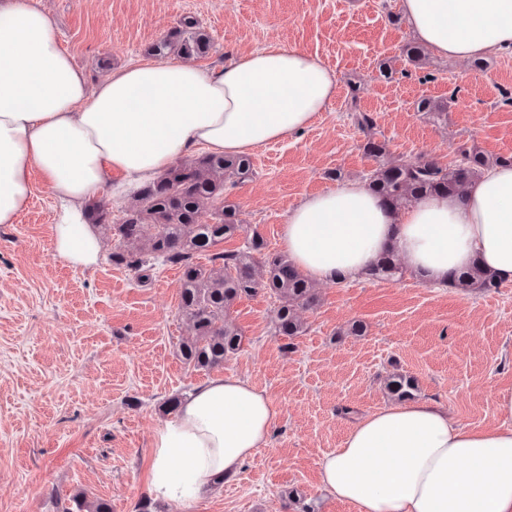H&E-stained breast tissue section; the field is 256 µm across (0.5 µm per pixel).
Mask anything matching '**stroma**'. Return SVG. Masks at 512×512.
<instances>
[{
    "mask_svg": "<svg viewBox=\"0 0 512 512\" xmlns=\"http://www.w3.org/2000/svg\"><path fill=\"white\" fill-rule=\"evenodd\" d=\"M55 26L90 85L148 59L149 47L186 17L211 37L196 67L269 44L319 58L337 91L301 134L253 150V172L224 196L269 253L282 250L290 211L309 194L364 182L376 166L353 110L373 115L391 157L456 162L459 146L512 157V51L472 60L402 54L414 35L402 0H31ZM444 101L437 117L422 100ZM56 203L35 184L30 205L0 224V512H58L72 495L112 512L148 499V455L168 419L165 401L211 374H233L265 391L278 413L268 444L241 472L192 505L151 501L153 512H356L322 485L319 461L362 416L391 405L390 373L416 379L417 397L473 429L504 419L499 391L512 388V284L482 294L436 288L413 277L317 283L319 300L300 316L306 330L275 333L278 303L265 291L230 310L241 350L215 372L180 353L192 335L180 307L182 272L157 263L148 278L113 265L118 239L97 225V263L61 259ZM365 331L350 333L353 322ZM149 500V499H148Z\"/></svg>",
    "mask_w": 512,
    "mask_h": 512,
    "instance_id": "1",
    "label": "stroma"
}]
</instances>
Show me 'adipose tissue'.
I'll return each instance as SVG.
<instances>
[{
	"label": "adipose tissue",
	"instance_id": "adipose-tissue-1",
	"mask_svg": "<svg viewBox=\"0 0 512 512\" xmlns=\"http://www.w3.org/2000/svg\"><path fill=\"white\" fill-rule=\"evenodd\" d=\"M428 50L468 59L512 49V0H402ZM336 94L318 58L271 44L208 72L181 61L112 72L97 87L72 62L47 14L29 0H0V224L16 223L40 174L59 204L57 255L96 263L100 239L84 210L157 178L197 148L242 155L311 125ZM281 242L315 281L364 276L395 251L419 280L449 285L480 262L512 283V165L483 172L462 195L385 205L349 183L291 210ZM505 425L453 422L423 401L390 406L352 426L319 462L323 486L357 512H512V389L497 395ZM276 423L265 391L234 375L197 386L151 442L149 491L188 504L234 478Z\"/></svg>",
	"mask_w": 512,
	"mask_h": 512
}]
</instances>
